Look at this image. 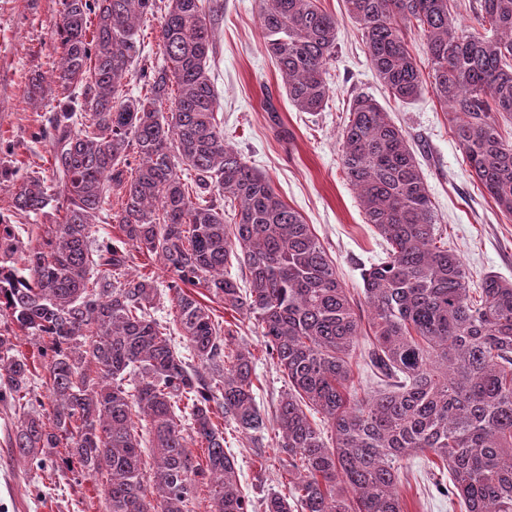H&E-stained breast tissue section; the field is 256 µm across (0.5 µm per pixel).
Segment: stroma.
<instances>
[{
	"mask_svg": "<svg viewBox=\"0 0 512 512\" xmlns=\"http://www.w3.org/2000/svg\"><path fill=\"white\" fill-rule=\"evenodd\" d=\"M60 2L0 0V166L13 171L12 177L0 176V222L14 225L23 241L33 245L43 225L53 223L55 216L22 214L14 207V197L23 176L35 172L53 181L58 178L51 143L39 135L49 128L56 110V87L48 85L43 99L33 101L27 84L32 74L48 76L57 67L54 32ZM319 3L336 17L338 34L327 76L329 101L323 111L311 113L298 111L288 101L264 47L260 0H224L211 76L226 142L242 153L249 166L266 175L281 198L301 214L344 287L361 304L362 274L384 258L385 243L366 223L358 193L342 170L339 135L348 120L350 101L360 94L371 95L407 135L428 186L439 232L461 258L471 287H479L489 275L512 281V216L502 212L481 187L431 87H424L408 103L390 98L371 68L344 0ZM359 313L363 321L352 372L356 395L365 398L381 383L362 355L371 329L367 308L361 305ZM231 346L253 353L255 398L262 413L274 417L288 379L266 355L252 320L239 319ZM14 421L12 409L0 405V512H106L104 475L81 478L59 460L50 462L46 471H37L6 444ZM224 436L226 451L237 460L249 512H262L261 502L269 493H288L275 428L265 433L263 464L233 427H226ZM399 491L404 512H460L458 504L440 491L425 455L407 462Z\"/></svg>",
	"mask_w": 512,
	"mask_h": 512,
	"instance_id": "1",
	"label": "stroma"
}]
</instances>
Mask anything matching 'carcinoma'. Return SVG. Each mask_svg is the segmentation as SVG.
I'll return each mask as SVG.
<instances>
[{
	"instance_id": "obj_1",
	"label": "carcinoma",
	"mask_w": 512,
	"mask_h": 512,
	"mask_svg": "<svg viewBox=\"0 0 512 512\" xmlns=\"http://www.w3.org/2000/svg\"><path fill=\"white\" fill-rule=\"evenodd\" d=\"M377 79L406 103L424 88L407 34L425 40L430 86L451 133L497 207L512 215V0H479L477 26L450 0H345ZM55 34L61 89L49 140L57 190L22 178L27 215L51 208L41 242L24 245L0 224V316L43 341L51 412L34 408L28 358L0 333V402L17 409L10 447L36 468L62 452L80 473L105 471L107 512H188L198 483H212V512H248L224 428L259 448L267 418L254 394V357L225 354L233 330L194 296L255 319L266 353L288 379L275 421L288 456L290 495L264 512H403L402 462L422 453L448 477L466 512H512V283L484 279L473 298L460 257L437 244L429 190L415 152L378 101L355 96L341 132V165L386 257L364 270L373 336L367 356L390 380L360 399L351 352L360 317L310 225L264 174L224 140L210 76L220 0H167L158 41L163 64L126 82L139 62L137 26L157 0H61ZM267 54L290 101L319 112L330 96L336 19L318 0H261ZM178 94L162 111L170 81ZM121 236L93 225L112 186ZM169 275L182 356L154 316L155 275H128L131 249ZM249 272L241 288L231 259ZM198 361L193 365L192 361ZM132 387H126V382ZM322 413L330 436L307 410ZM145 422L141 433L132 420ZM207 448L205 463L188 446ZM155 459L143 470L144 449Z\"/></svg>"
}]
</instances>
